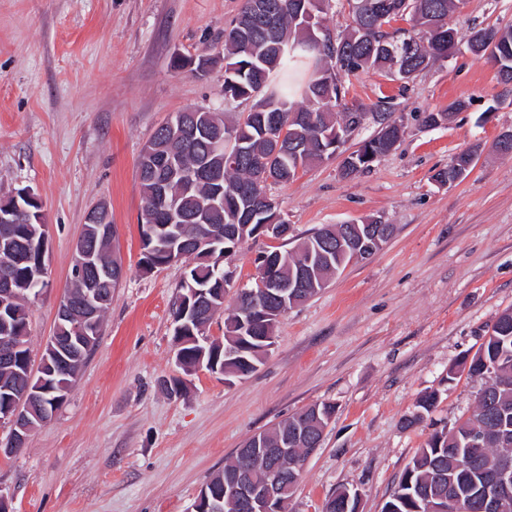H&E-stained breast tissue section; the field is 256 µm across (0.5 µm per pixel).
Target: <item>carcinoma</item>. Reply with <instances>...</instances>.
I'll return each instance as SVG.
<instances>
[{"mask_svg":"<svg viewBox=\"0 0 512 512\" xmlns=\"http://www.w3.org/2000/svg\"><path fill=\"white\" fill-rule=\"evenodd\" d=\"M363 4L352 14V24L337 40L325 33L315 41L305 26L306 15L321 12V0H281L282 10L275 22L276 37L288 46L286 56L277 57L274 38L256 26L249 31L232 21L224 29V100L251 102L248 114L228 120L224 114L199 108L189 113L186 126L178 116L160 126L148 141L150 152L137 160V179L143 199L140 241L142 269L150 272L167 264L180 252L186 253L184 277L173 303V336L176 357L187 369L199 364L224 371L228 379L243 378L261 364L266 354L264 336L276 332L278 320L260 308L249 315L243 312V296L237 294L233 309L224 317V338L210 343L197 342L207 336L211 318L224 313L226 284L224 261L231 256L226 250L230 240L224 232L238 231V237L254 240L264 224L281 223V210L276 201L254 202L250 208L251 223H241L246 201L243 190L259 179L261 169L268 168L278 183L286 184L298 172L320 164L334 155L331 148L336 132H354L361 124L363 109L346 101L343 79L360 72L376 70L392 81L407 83L419 71L448 58L459 39V32L443 21L456 10V0H413L412 27L396 39L388 31L390 12L401 0H356ZM471 51L491 62L501 82L512 83V26L473 31L468 39ZM213 59L191 57L174 60V67H192L202 76ZM276 112L289 121L288 138L298 140L302 148L276 157L270 155L262 115ZM205 128L233 139L231 151L236 158L220 166L218 181H205L189 188L179 181L168 185L166 198L159 196L156 169L165 156L177 153L182 164L193 168L212 155L214 143L208 136H193L187 129ZM401 138V126L393 121L373 136L358 143L357 149L342 162L344 176L367 170L372 158L390 152ZM26 188H16L0 199L16 201L26 213L17 223L0 229V279L11 283L13 293L0 297V336L14 337L17 349L12 362L0 367V412L22 399L28 385L27 366L28 308L26 301L44 288L41 283V258L46 253L48 231L37 223V213L44 203L40 195L25 198ZM175 203L193 223L180 230L161 229L158 207ZM87 242L98 253L104 265L119 263L111 248V239L94 238L84 231ZM336 249V237L325 227L315 229L291 249L274 247L257 254V270L265 271L271 280L297 277L310 265L314 271L307 282V295L313 297L330 279L350 262ZM121 279L112 278L101 284L106 298L96 329L83 338L79 359L58 362L50 359L53 375L38 393L41 418H31L32 427L51 418L67 398L69 389L100 336L105 313L112 304V294ZM468 374L484 380L475 397L472 414L448 429L430 435L417 449L405 468L397 488L385 502L382 512H430L434 498L453 486L462 500L459 512H480L468 504L483 485L500 457L512 455V308L503 311L471 358ZM435 393L423 394L415 412L406 419L411 427L422 421L436 406ZM335 406L315 403L303 411L260 432L269 448L297 427L305 435L297 448H309L320 438L319 424L333 417ZM239 465L234 455L205 484L208 498L224 491V479ZM303 473L288 475L278 509L286 510ZM359 501L355 491L337 490L326 502L328 512H357Z\"/></svg>","mask_w":512,"mask_h":512,"instance_id":"obj_1","label":"carcinoma"}]
</instances>
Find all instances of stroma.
<instances>
[{"mask_svg":"<svg viewBox=\"0 0 512 512\" xmlns=\"http://www.w3.org/2000/svg\"><path fill=\"white\" fill-rule=\"evenodd\" d=\"M243 0H0V195L31 187L47 214L48 285L30 298L29 346L40 361L69 283L88 211L108 203L124 278L96 346L67 400L0 457L8 512H188L226 458L255 433L330 402L336 412L310 456L288 512H321L337 489L381 512L417 448L468 416L478 381L448 370L473 355L512 307V156L491 151L512 129V84L469 49L467 33L512 25V0H465L450 19L462 39L408 83L370 71L351 98L390 97L403 127L370 170L344 177L334 157L275 187L291 238L324 224L383 216L391 237L281 318L275 343L249 376L226 382L175 363L172 304L182 265L140 266L136 161L171 114L224 111L222 32ZM204 55L205 76L171 66ZM466 111L429 127L427 112ZM484 150L452 187L434 174L474 144ZM267 240L231 258L224 297L254 285ZM179 378V395L168 394ZM437 408L406 427L419 397Z\"/></svg>","mask_w":512,"mask_h":512,"instance_id":"obj_1","label":"stroma"}]
</instances>
